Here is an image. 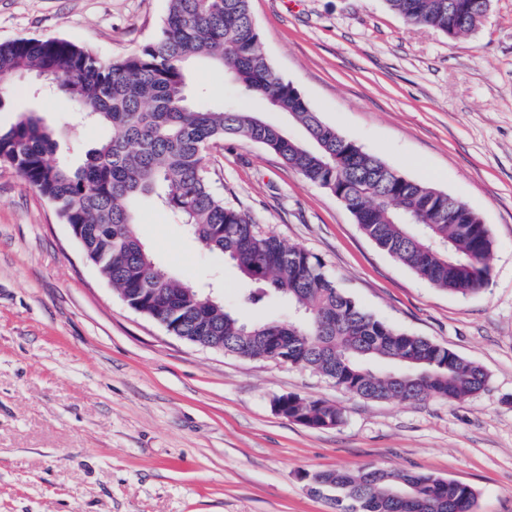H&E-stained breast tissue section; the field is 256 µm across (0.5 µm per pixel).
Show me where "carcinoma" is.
I'll return each mask as SVG.
<instances>
[{
    "label": "carcinoma",
    "instance_id": "1",
    "mask_svg": "<svg viewBox=\"0 0 512 512\" xmlns=\"http://www.w3.org/2000/svg\"><path fill=\"white\" fill-rule=\"evenodd\" d=\"M413 25L450 37L474 31L490 0H386ZM198 59L217 65L235 97L207 105L189 80ZM59 78L82 119L111 131L75 166L58 153L54 131L34 112L0 128V166L14 169L79 232L85 256L120 295L171 335L224 347L244 359L309 369L366 400L462 399L482 391L484 369L451 349L398 329L337 288L320 259L259 230L251 215L212 188L207 151L226 137L273 151L308 182L334 194L362 232L429 285L454 295L489 284L492 239L479 216L448 194L405 176L340 135L269 64L250 0H168L159 36L136 53L106 61L61 38L0 43V108L13 81ZM260 99L300 125L298 139L244 105ZM155 197L205 248L224 255L245 283L238 306L211 302L189 281L162 269L135 232L134 206ZM276 299L288 319L247 318ZM310 428L337 427L344 410L297 394L273 403ZM312 491L340 512H472L467 484L412 471H317Z\"/></svg>",
    "mask_w": 512,
    "mask_h": 512
}]
</instances>
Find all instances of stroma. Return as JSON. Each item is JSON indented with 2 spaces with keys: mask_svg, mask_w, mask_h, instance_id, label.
I'll use <instances>...</instances> for the list:
<instances>
[{
  "mask_svg": "<svg viewBox=\"0 0 512 512\" xmlns=\"http://www.w3.org/2000/svg\"><path fill=\"white\" fill-rule=\"evenodd\" d=\"M167 0H0V42L61 38L104 59L158 34ZM263 51L320 119L407 177L475 211L491 280L460 297L420 280L328 190L263 146L206 157L213 187L262 231L316 255L367 312L488 376L476 395L352 397L319 374L193 345L131 309L53 206L0 166V512H335L308 473L408 470L471 486L474 512H512V0L451 39L384 0H250ZM37 112L72 161L104 135L60 95L15 82L0 126ZM156 261L226 305L240 278L181 218L140 200ZM298 394L343 408L335 428L278 415Z\"/></svg>",
  "mask_w": 512,
  "mask_h": 512,
  "instance_id": "obj_1",
  "label": "stroma"
}]
</instances>
